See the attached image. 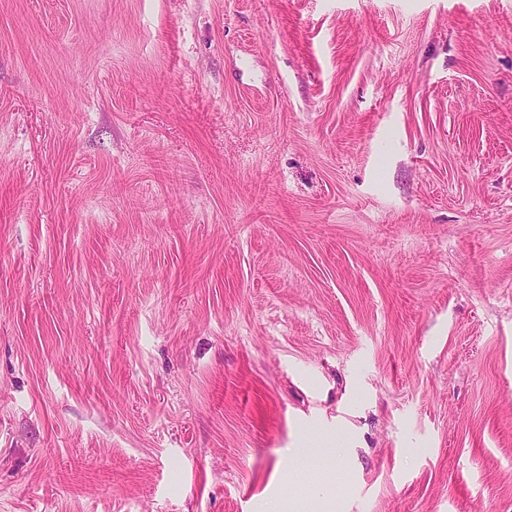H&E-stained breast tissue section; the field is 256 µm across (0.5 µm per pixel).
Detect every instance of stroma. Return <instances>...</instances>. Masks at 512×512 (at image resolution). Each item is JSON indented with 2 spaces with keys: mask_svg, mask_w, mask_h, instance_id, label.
<instances>
[{
  "mask_svg": "<svg viewBox=\"0 0 512 512\" xmlns=\"http://www.w3.org/2000/svg\"><path fill=\"white\" fill-rule=\"evenodd\" d=\"M320 490L512 512V0H0V512Z\"/></svg>",
  "mask_w": 512,
  "mask_h": 512,
  "instance_id": "35a3bbf8",
  "label": "stroma"
}]
</instances>
